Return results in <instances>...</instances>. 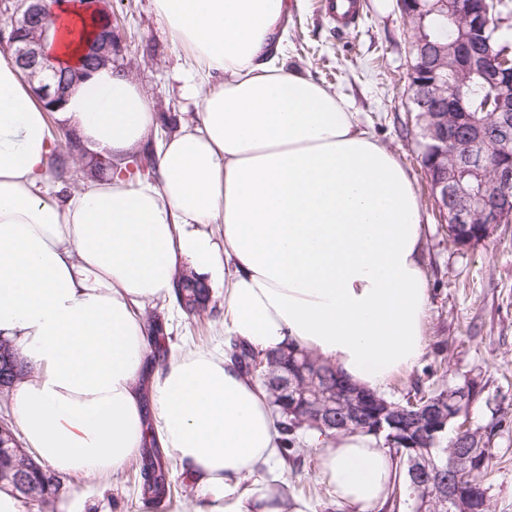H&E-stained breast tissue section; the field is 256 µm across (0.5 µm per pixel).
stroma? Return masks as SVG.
Returning a JSON list of instances; mask_svg holds the SVG:
<instances>
[{
	"mask_svg": "<svg viewBox=\"0 0 512 512\" xmlns=\"http://www.w3.org/2000/svg\"><path fill=\"white\" fill-rule=\"evenodd\" d=\"M285 57L289 68L344 99L396 156L411 176L427 224L424 262L430 277L427 348L409 374L395 378L387 400L467 387L473 393L468 424L480 431L492 458L480 482L491 512H512V224L495 228L474 247L457 249L436 212L422 148L416 136L408 73L413 57L409 26L396 0H360L356 26L339 30L322 11V0H289ZM116 16V44L125 72L141 87L154 112L179 130L194 105L182 99L175 71L183 49L168 38L152 0H108ZM214 311L203 317L174 314L160 301L145 306L146 320L164 322L172 351L208 349L224 341V293L215 291ZM300 467L278 462L272 478L284 481L292 501L307 512H356L337 502L319 474L318 450L301 441ZM140 458L108 477H67L49 503L23 500V512H192L205 488L178 458L170 460L173 495L153 507L135 488Z\"/></svg>",
	"mask_w": 512,
	"mask_h": 512,
	"instance_id": "35a3bbf8",
	"label": "stroma"
}]
</instances>
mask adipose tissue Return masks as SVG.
Segmentation results:
<instances>
[{
  "label": "adipose tissue",
  "mask_w": 512,
  "mask_h": 512,
  "mask_svg": "<svg viewBox=\"0 0 512 512\" xmlns=\"http://www.w3.org/2000/svg\"><path fill=\"white\" fill-rule=\"evenodd\" d=\"M46 6L49 55L76 65L87 14L77 0ZM288 6L153 0L187 51L182 95L199 112L152 177L120 162L157 126L129 76L99 69L51 114L0 55V336L30 368L14 384L24 441L60 476L115 474L154 441L205 482L194 512H284L263 476L278 446L266 391L217 350L147 369L143 309L180 269L223 289L225 340L260 353L303 347L376 392L425 353L412 179L342 98L286 68ZM63 128L84 160L115 159L105 178L75 191L51 181ZM312 439L337 500L383 505L395 467L375 436Z\"/></svg>",
  "instance_id": "adipose-tissue-1"
}]
</instances>
